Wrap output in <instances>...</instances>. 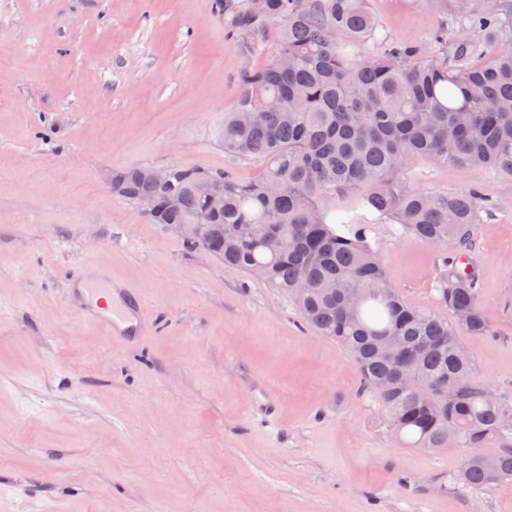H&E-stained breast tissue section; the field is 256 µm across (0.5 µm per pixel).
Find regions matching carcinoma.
Here are the masks:
<instances>
[{
	"instance_id": "carcinoma-1",
	"label": "carcinoma",
	"mask_w": 512,
	"mask_h": 512,
	"mask_svg": "<svg viewBox=\"0 0 512 512\" xmlns=\"http://www.w3.org/2000/svg\"><path fill=\"white\" fill-rule=\"evenodd\" d=\"M459 2L434 50L385 40L365 55L351 50L376 28L363 0H222L248 55L263 52L270 26L279 29L273 58L239 73L238 106L224 114L226 166L173 165L164 181L135 167L112 174V194L151 201L152 224L205 218L208 232L189 244L290 297L307 325L341 344L406 447L452 439L474 449L456 482L478 491L512 485V400L486 397L458 336L493 333L470 261L486 200L476 185L415 192L406 180L419 157L512 176V0ZM449 48L452 65L437 58ZM488 53L491 64H469ZM244 157L263 160L260 179L235 178ZM364 209L404 236L453 243L436 264V303L448 316L408 303L390 283L358 223ZM269 234L282 238L281 252L267 250ZM491 445L492 466L477 452Z\"/></svg>"
}]
</instances>
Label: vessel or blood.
<instances>
[{
  "mask_svg": "<svg viewBox=\"0 0 512 512\" xmlns=\"http://www.w3.org/2000/svg\"><path fill=\"white\" fill-rule=\"evenodd\" d=\"M75 286L83 287L89 294L102 292L118 297L119 302L102 310L85 305L77 307L75 316L81 324L101 330L117 341H133L144 333L142 320L143 305L140 296L113 281L103 268L94 270L77 269L70 277Z\"/></svg>",
  "mask_w": 512,
  "mask_h": 512,
  "instance_id": "1",
  "label": "vessel or blood"
}]
</instances>
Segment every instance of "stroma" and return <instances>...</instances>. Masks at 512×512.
I'll return each instance as SVG.
<instances>
[{
	"label": "stroma",
	"instance_id": "35a3bbf8",
	"mask_svg": "<svg viewBox=\"0 0 512 512\" xmlns=\"http://www.w3.org/2000/svg\"><path fill=\"white\" fill-rule=\"evenodd\" d=\"M430 47L434 0H364ZM246 57L218 0H0V491L7 512H512L455 481L465 449L404 447L349 353L263 280L226 268L107 188L138 166L223 167ZM417 191L479 185L473 255L489 336L461 335L512 396V177L416 159ZM387 277L435 306V247L362 211ZM109 269L153 332L76 321L75 266Z\"/></svg>",
	"mask_w": 512,
	"mask_h": 512
}]
</instances>
